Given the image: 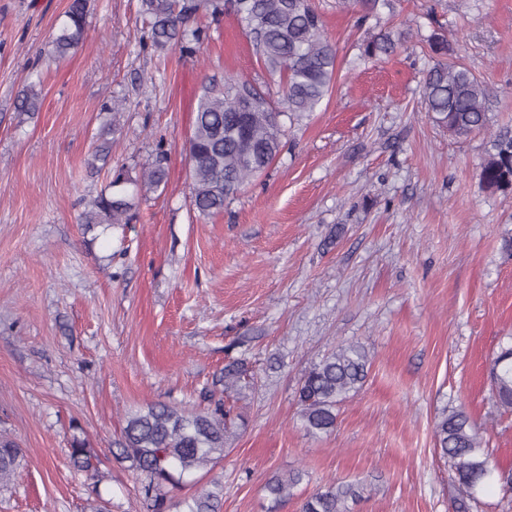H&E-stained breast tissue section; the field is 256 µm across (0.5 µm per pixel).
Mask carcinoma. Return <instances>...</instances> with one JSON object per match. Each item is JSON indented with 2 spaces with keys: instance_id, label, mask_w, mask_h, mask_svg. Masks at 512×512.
I'll use <instances>...</instances> for the list:
<instances>
[{
  "instance_id": "cac0c4a2",
  "label": "carcinoma",
  "mask_w": 512,
  "mask_h": 512,
  "mask_svg": "<svg viewBox=\"0 0 512 512\" xmlns=\"http://www.w3.org/2000/svg\"><path fill=\"white\" fill-rule=\"evenodd\" d=\"M205 9L218 18L224 14L223 0H141L146 20L143 48L164 52L178 46L195 53L206 35L189 26L191 18ZM88 0H69L64 20L51 34L42 54L50 62L77 50L87 35ZM235 11L253 50L269 74L279 78L281 112L252 82L228 77L224 84L201 86L193 132L188 140L191 198L196 211L212 216L224 211L248 181L265 171L280 152L281 117L294 121L313 112L331 92L336 73V49L324 37L322 21L310 0H235ZM405 33L381 30L363 44L364 57L391 56ZM433 53L440 56L423 83L426 110L448 129V135L467 139L490 126L489 89L470 68L449 58L448 40L435 33L429 38ZM41 106L36 84L23 86L16 97L20 112L33 114ZM109 181L87 203L80 223L127 224L144 190H157L167 181V153L158 149L155 160L133 179L123 168L107 171ZM487 188L512 193V128L490 134L489 148L481 164ZM131 184L129 192L123 186ZM371 365L366 346L360 342L341 344L304 374L296 391L301 425L311 435L328 434L336 427V408L364 384ZM247 369L241 360L224 367V393L236 394ZM489 377L502 409L512 411V346L503 347L492 360ZM234 424L224 399L209 398L199 411L178 409L165 403H149L129 414L110 453L119 462L130 463L142 477V491L150 512H220L223 489L217 483L177 503L170 490L187 478L209 470L224 458L226 434ZM440 455L456 470L464 495L492 483H501L512 472L497 469L484 447L480 427L464 410H456L435 426ZM96 450L75 435L69 448L74 469L94 470ZM21 460L19 444L0 434V485L7 484ZM305 477L302 470L273 476L266 484L272 503L292 494ZM349 492L330 482L306 498L302 512H348Z\"/></svg>"
}]
</instances>
